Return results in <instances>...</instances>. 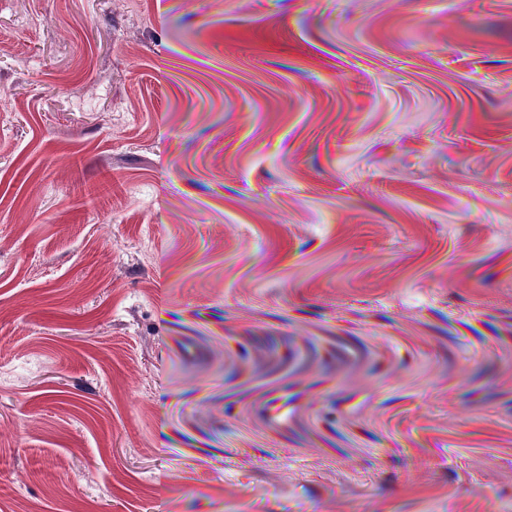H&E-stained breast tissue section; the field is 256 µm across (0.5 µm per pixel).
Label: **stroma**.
<instances>
[{
    "label": "stroma",
    "mask_w": 512,
    "mask_h": 512,
    "mask_svg": "<svg viewBox=\"0 0 512 512\" xmlns=\"http://www.w3.org/2000/svg\"><path fill=\"white\" fill-rule=\"evenodd\" d=\"M0 512H512V0H0Z\"/></svg>",
    "instance_id": "35a3bbf8"
}]
</instances>
